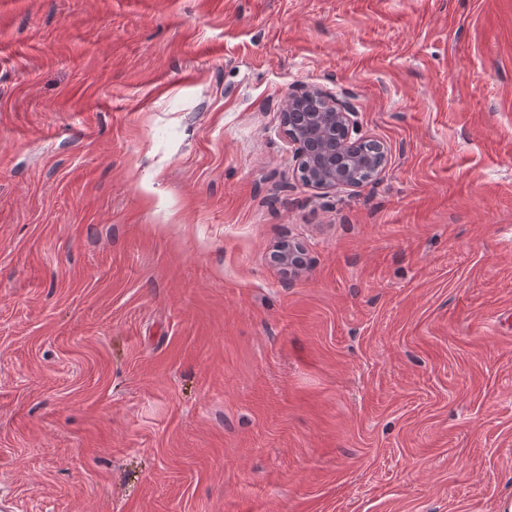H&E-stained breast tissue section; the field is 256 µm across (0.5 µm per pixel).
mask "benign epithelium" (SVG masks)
<instances>
[{
	"label": "benign epithelium",
	"mask_w": 512,
	"mask_h": 512,
	"mask_svg": "<svg viewBox=\"0 0 512 512\" xmlns=\"http://www.w3.org/2000/svg\"><path fill=\"white\" fill-rule=\"evenodd\" d=\"M284 124L306 180L320 188L359 187L377 179L387 161L384 143L361 134L347 103L309 88L286 96ZM274 261L290 275L301 270V248L284 242Z\"/></svg>",
	"instance_id": "1"
}]
</instances>
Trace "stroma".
<instances>
[{
  "label": "stroma",
  "instance_id": "stroma-1",
  "mask_svg": "<svg viewBox=\"0 0 512 512\" xmlns=\"http://www.w3.org/2000/svg\"><path fill=\"white\" fill-rule=\"evenodd\" d=\"M511 317L512 0H0V512H504ZM282 111L301 173L312 185L359 187L382 174L387 148L361 134L346 102L309 88L288 93ZM274 261L281 267L285 274H288V282L293 279L292 273L301 270L303 258L301 248L289 241L280 245L274 254Z\"/></svg>",
  "mask_w": 512,
  "mask_h": 512
}]
</instances>
